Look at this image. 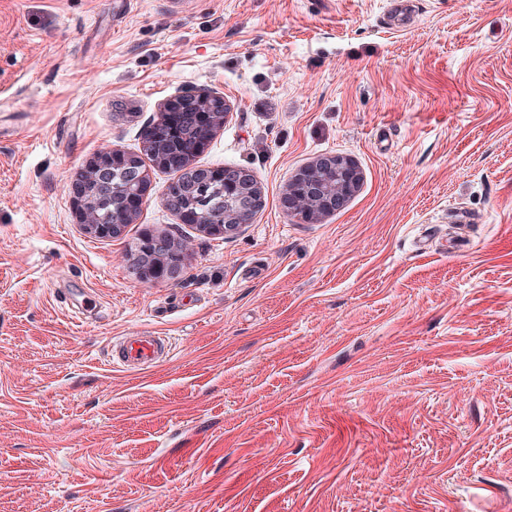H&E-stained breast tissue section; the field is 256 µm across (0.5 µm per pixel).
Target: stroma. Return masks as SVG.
<instances>
[{
  "mask_svg": "<svg viewBox=\"0 0 512 512\" xmlns=\"http://www.w3.org/2000/svg\"><path fill=\"white\" fill-rule=\"evenodd\" d=\"M388 2L0 0V512H512V0ZM199 93L253 224L181 223L159 171L84 234L75 173ZM337 154L356 195L289 216ZM161 232L186 265L142 280ZM137 330L170 356L114 363ZM340 159L337 155H327L319 158L315 163L300 168L292 180L304 181L310 172L308 167L317 164L336 166ZM344 169L336 166L335 168L317 167L313 170L307 187H297L294 182L287 183L282 201L284 207L288 210V196L290 195L296 204L297 213L300 220L313 224L319 222L322 218L330 215L333 211H327L324 205L326 200L336 196V186L344 181Z\"/></svg>",
  "mask_w": 512,
  "mask_h": 512,
  "instance_id": "35a3bbf8",
  "label": "stroma"
}]
</instances>
